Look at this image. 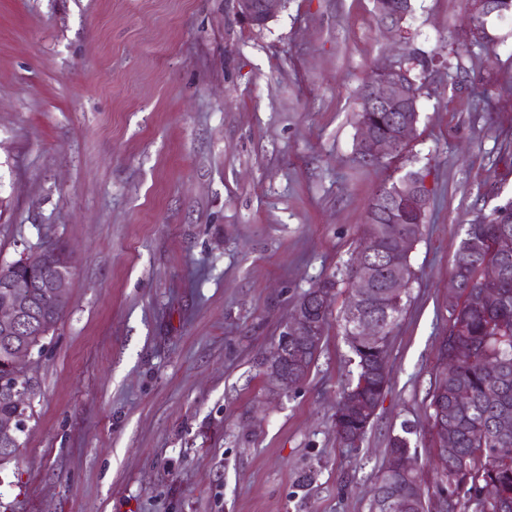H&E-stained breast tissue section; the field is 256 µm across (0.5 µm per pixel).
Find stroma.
<instances>
[{"label": "stroma", "mask_w": 512, "mask_h": 512, "mask_svg": "<svg viewBox=\"0 0 512 512\" xmlns=\"http://www.w3.org/2000/svg\"><path fill=\"white\" fill-rule=\"evenodd\" d=\"M0 0V264L68 246L70 304L25 372L36 396L0 512H368L403 423L430 478L427 394L466 224L512 209V22L466 0ZM433 58L396 160L355 153L384 55ZM415 170L430 205L360 448L333 414L356 372L331 304L303 382L263 358L300 297L344 272L374 193ZM283 2L284 0H236L237 13L247 23L263 18L270 19L279 11ZM268 21L253 23V26L263 27ZM401 0H374V11L378 22L381 21L380 11L391 12L400 6ZM409 10L405 6H400L390 16H385L380 24L390 34L399 38H404L407 31V20ZM498 1H506L509 6L499 5ZM512 1V0H511ZM510 0H470V11L468 16V24L475 23L477 27H473L474 33L477 35L480 41H486L490 39V35L488 33L486 27V21H483L484 18L491 16L494 13H499V15H507L508 13L503 12L505 9L512 10V2Z\"/></svg>", "instance_id": "obj_1"}]
</instances>
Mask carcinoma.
I'll return each mask as SVG.
<instances>
[{
    "instance_id": "obj_1",
    "label": "carcinoma",
    "mask_w": 512,
    "mask_h": 512,
    "mask_svg": "<svg viewBox=\"0 0 512 512\" xmlns=\"http://www.w3.org/2000/svg\"><path fill=\"white\" fill-rule=\"evenodd\" d=\"M366 225L371 236L364 240L362 254L381 265L379 285L365 310L382 323V335L370 345L349 343L356 364V375L344 389L336 405L334 424L341 439L364 440L372 425V410L381 401L388 382L387 351L392 330L405 309L407 289L397 288L396 300L383 304L392 281L384 260L392 249L387 225L375 222L372 207H367ZM512 236V212L495 218H479L467 225L461 243L467 253L456 251L451 275L459 284L456 302L451 304L448 333L439 349V372L428 392V418L434 420L437 434L454 437L455 459L437 463V494H448L450 512H512V458H504L496 449L512 445V433H498L500 418H512V259L501 256L497 240ZM481 288H497L499 304L491 309L476 301ZM457 347L471 350L468 362L445 365V359ZM467 398L459 399V394ZM351 395L361 408L344 411V401ZM448 405V422L436 421L435 405ZM413 430L404 425L401 432L388 439V452L411 450ZM493 486L497 499L483 498L487 486ZM426 512L421 478L416 472L403 473L384 463L376 476L369 512Z\"/></svg>"
}]
</instances>
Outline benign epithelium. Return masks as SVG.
Wrapping results in <instances>:
<instances>
[{
	"instance_id": "7a95c632",
	"label": "benign epithelium",
	"mask_w": 512,
	"mask_h": 512,
	"mask_svg": "<svg viewBox=\"0 0 512 512\" xmlns=\"http://www.w3.org/2000/svg\"><path fill=\"white\" fill-rule=\"evenodd\" d=\"M284 0H236L239 17L253 23L258 19H270L280 9ZM505 7L498 0H470L468 23L477 24L474 33L481 41L490 39L485 18L494 13H503ZM409 10L400 7L385 17L381 27L390 34L402 38L407 33ZM413 65H405L388 57L377 64L373 75L365 83V111L374 109L397 113L394 132L376 131L366 115L358 121L356 153L362 160L375 163L395 153L396 149L411 141L419 120V93L414 91L415 80L410 71ZM423 211L424 196L419 184L413 179L402 178L391 191L388 203L376 207L378 219L390 225L388 237L396 244L389 257L387 267L393 272V287L403 288L412 279L408 258L415 249L417 238L402 227L401 209ZM24 267L28 275L18 277L0 274V341L12 352L9 369L18 381L8 392L18 409L27 407L28 397L34 387L26 376L23 365L31 359L36 346L31 337L22 333L29 321L39 316L42 307L51 310L66 309L70 298L69 283L73 265L69 250L64 245L50 249L42 248L23 253L13 262ZM379 265L362 257L355 259L349 281L346 316L350 334L358 341L372 343L380 336L377 322L365 312V301L378 281ZM312 302L295 305L286 330L280 337L271 355L264 363V375L277 392H286L294 385L296 376L305 367L304 349L323 337L322 316L329 308L335 289L323 284L314 287ZM18 417L0 420V446L9 447L18 434Z\"/></svg>"
}]
</instances>
